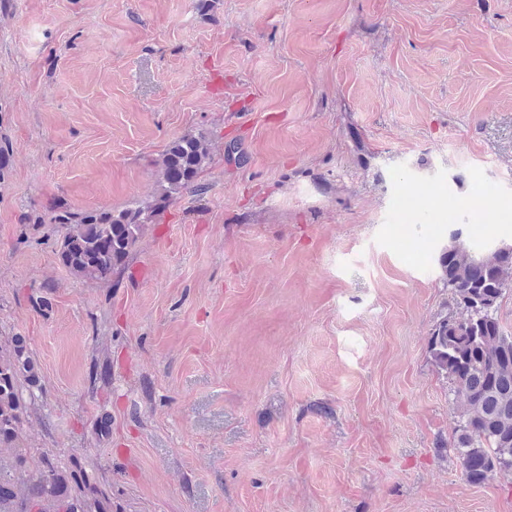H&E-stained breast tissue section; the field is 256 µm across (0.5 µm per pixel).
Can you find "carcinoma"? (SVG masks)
Instances as JSON below:
<instances>
[{
  "label": "carcinoma",
  "instance_id": "cac0c4a2",
  "mask_svg": "<svg viewBox=\"0 0 512 512\" xmlns=\"http://www.w3.org/2000/svg\"><path fill=\"white\" fill-rule=\"evenodd\" d=\"M209 156L204 135L183 136L163 154L151 201L121 210L52 208L50 223L66 227L63 265L78 279L110 281L126 267L146 226L183 192L204 190L199 178ZM438 266L460 312L435 324L429 348L462 399L454 447L466 480L480 485L496 471L512 469V335L498 316L501 299L512 290V249L476 255L452 236ZM24 384L39 387L40 375L25 341L15 336L9 348L0 347V512H26L30 503L35 512H107L108 498L81 467H62L44 456L28 473L29 454L20 446Z\"/></svg>",
  "mask_w": 512,
  "mask_h": 512
}]
</instances>
